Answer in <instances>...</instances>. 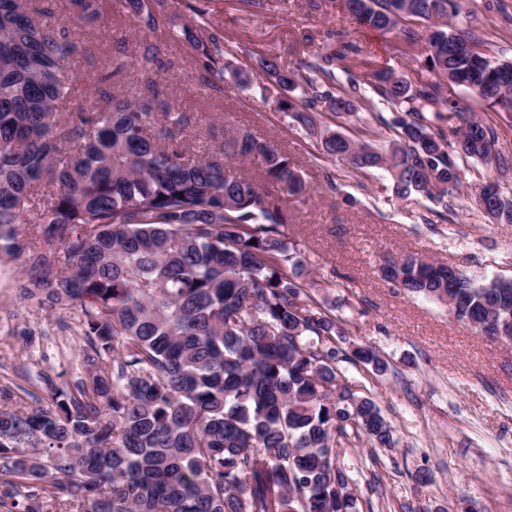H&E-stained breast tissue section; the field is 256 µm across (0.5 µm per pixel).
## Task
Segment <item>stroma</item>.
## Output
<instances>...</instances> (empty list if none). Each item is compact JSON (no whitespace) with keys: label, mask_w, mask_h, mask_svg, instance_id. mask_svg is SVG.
Returning a JSON list of instances; mask_svg holds the SVG:
<instances>
[{"label":"stroma","mask_w":512,"mask_h":512,"mask_svg":"<svg viewBox=\"0 0 512 512\" xmlns=\"http://www.w3.org/2000/svg\"><path fill=\"white\" fill-rule=\"evenodd\" d=\"M98 3L97 13L70 31L81 93L96 85L114 54L138 56L150 42L119 0ZM459 3V22L498 59L512 61V0ZM207 9L209 24L250 66L273 56L292 67L340 30L361 50L363 79L387 67L413 85L430 78L422 22H411L418 40L410 46L402 30L382 36L361 27L341 0L320 12L308 0H268L258 13L242 0H209ZM198 76L184 45L164 36L156 59L137 66L115 91L141 99L157 88L177 100L197 120L192 150L220 144L233 126L282 145L301 171L308 193L289 201L287 233L304 248L314 285L330 289L329 303L344 328L336 343L346 352L373 348L387 363L383 372L362 362L339 364L344 383L375 401L393 431L390 448L354 435L342 445L338 461L352 478L360 512H512V345L474 333L436 302L407 296L379 271L383 256L411 252L484 283L512 278V224L491 223L478 205L491 178L512 195V170L465 164L463 190L440 216L423 196L398 197L385 174L354 176L341 162L319 158L317 145L288 125L274 96H262L259 87L229 86L212 97L200 92ZM329 172L339 178V193L322 188ZM349 195L356 204L346 203ZM18 279L17 262L0 261V387L19 395L38 392L39 371L55 383L71 382L82 343L59 326L69 310L21 307Z\"/></svg>","instance_id":"1"}]
</instances>
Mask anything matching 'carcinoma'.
I'll use <instances>...</instances> for the list:
<instances>
[{
  "instance_id": "cac0c4a2",
  "label": "carcinoma",
  "mask_w": 512,
  "mask_h": 512,
  "mask_svg": "<svg viewBox=\"0 0 512 512\" xmlns=\"http://www.w3.org/2000/svg\"><path fill=\"white\" fill-rule=\"evenodd\" d=\"M138 26L167 23L170 0H124ZM361 26L387 34L427 23L425 65L414 86L394 69L359 79L346 61L359 47L338 31L325 49L281 67L260 59L267 84L299 92L290 114L321 154L366 174L386 172L400 197L422 195L448 211L461 164L494 162L497 129L475 117L476 95L512 118L493 75L512 63L453 21L456 0H345ZM169 36L202 67L199 83L240 88L254 70L233 64L205 9ZM465 38L478 57L456 51ZM75 45L27 0H0V259L22 260V303L74 310L84 342L72 383L42 377L47 397L0 389V507L6 512H356L338 445L365 434L394 444L379 406L342 382L339 362L387 370L370 347L348 355L332 307L309 283L304 250L284 231L288 198L307 187L288 154L227 130L198 156L179 136L188 116L171 103L113 88L133 72L112 56L94 92L75 98ZM393 114L382 144L326 123L354 115L369 96ZM257 158L263 185L227 173V160ZM480 206L512 224V198L491 182ZM27 218V234L20 221ZM385 280L448 308L492 340L512 344V279L478 283L414 254L384 260Z\"/></svg>"
}]
</instances>
